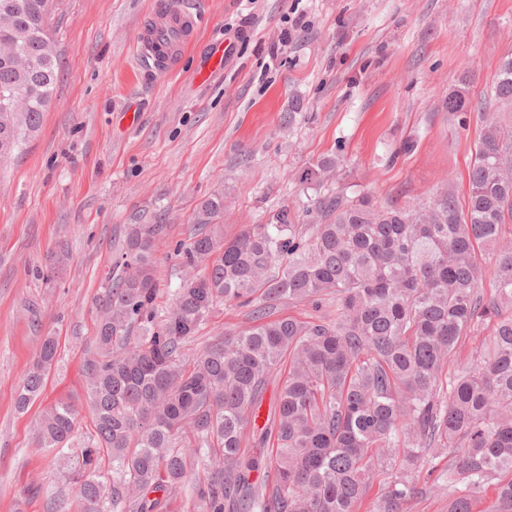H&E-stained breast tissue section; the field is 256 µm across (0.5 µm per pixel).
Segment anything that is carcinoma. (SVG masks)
<instances>
[{
	"label": "carcinoma",
	"instance_id": "cac0c4a2",
	"mask_svg": "<svg viewBox=\"0 0 512 512\" xmlns=\"http://www.w3.org/2000/svg\"><path fill=\"white\" fill-rule=\"evenodd\" d=\"M57 5L0 0V49L32 61H0V131L17 128L19 142L39 132L58 82ZM493 98L512 103V55ZM470 103L463 82L444 108L451 118ZM337 165L322 157L300 180ZM307 215L297 224L283 208L226 239L224 191L213 192L174 249L198 279L181 280L165 309L153 249L166 225H127L83 370L94 434L73 443L81 407L69 399L34 429L36 445L63 461L76 512H168L189 483L196 512H355L378 480L374 512H407L441 456L448 467L431 488L448 490V512H474L490 487L489 512H512V125L484 114L462 206L450 177L430 203L379 207L336 193ZM230 302L250 308L251 325L190 350ZM287 303L314 315L270 319ZM469 338L478 347L460 361ZM56 354L44 337L17 411L37 399ZM285 366L260 425L268 383ZM248 438L261 452L245 453Z\"/></svg>",
	"mask_w": 512,
	"mask_h": 512
}]
</instances>
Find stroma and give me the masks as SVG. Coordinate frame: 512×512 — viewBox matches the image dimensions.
Here are the masks:
<instances>
[{
    "instance_id": "stroma-1",
    "label": "stroma",
    "mask_w": 512,
    "mask_h": 512,
    "mask_svg": "<svg viewBox=\"0 0 512 512\" xmlns=\"http://www.w3.org/2000/svg\"><path fill=\"white\" fill-rule=\"evenodd\" d=\"M188 2L197 37L163 72L135 50L153 0H60L54 98L38 135L0 163V512H49L62 485L33 430L48 405L84 394L95 299L125 225H166L154 258L168 295L185 274L174 246L218 188L229 237L336 192L412 206L450 174L468 197L478 107L512 54V0ZM228 37L224 65L201 73ZM462 80L472 108L452 120L443 101ZM327 155L340 161L329 178L299 180ZM249 323L247 308L220 305L192 346ZM48 335L57 358L17 412Z\"/></svg>"
}]
</instances>
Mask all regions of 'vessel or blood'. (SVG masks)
I'll return each mask as SVG.
<instances>
[{
  "label": "vessel or blood",
  "instance_id": "obj_1",
  "mask_svg": "<svg viewBox=\"0 0 512 512\" xmlns=\"http://www.w3.org/2000/svg\"><path fill=\"white\" fill-rule=\"evenodd\" d=\"M195 35V15L182 0H156L138 34L137 53L163 71L174 64Z\"/></svg>",
  "mask_w": 512,
  "mask_h": 512
}]
</instances>
